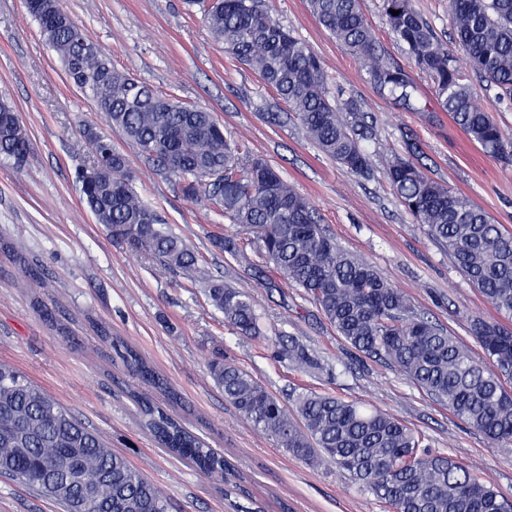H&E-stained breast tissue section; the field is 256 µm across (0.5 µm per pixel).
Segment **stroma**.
Returning <instances> with one entry per match:
<instances>
[{
	"mask_svg": "<svg viewBox=\"0 0 512 512\" xmlns=\"http://www.w3.org/2000/svg\"><path fill=\"white\" fill-rule=\"evenodd\" d=\"M115 67L163 95L213 112L251 154L275 166L316 209L336 243L369 262L418 312L428 314L475 356L483 351L468 318L495 319L496 310L457 271L448 253L400 204L387 179L404 134L418 142L423 172L483 208L512 231V165L485 154L448 113L403 109L380 93L360 62L316 20L308 0H265L280 22L321 58L333 96L356 98L378 128L366 146L373 174L355 176L291 124L268 121L277 100L257 74L216 44L198 7L186 0H60ZM0 98L20 114L30 151L23 164L0 158V237L28 263L41 266L37 291L67 325L52 330L17 288L24 267L0 254V364L26 375L123 454L172 505L171 512H386L325 460L310 466L271 436L256 431L224 399L208 364L237 363L272 394L312 390L389 412L417 431L431 450H443L512 498V446L489 447L482 435L405 380L393 368L348 345L302 289L275 279L255 286L261 263L248 235L206 200L186 199L177 179L156 170L112 130L89 93L67 80L24 0H0ZM107 136L124 154L138 193L199 255L202 279L192 281L158 258L112 238L96 224L75 180L88 154L75 143L85 130ZM245 243V259L211 240ZM252 298L266 339L240 336L211 303L210 280ZM103 324L121 337L179 392L169 402L132 377L98 336ZM293 336L316 360L295 368L276 356L272 335ZM145 393L224 455L246 478L225 498L224 483L161 448L135 420L131 392ZM0 512H62L55 501L0 476Z\"/></svg>",
	"mask_w": 512,
	"mask_h": 512,
	"instance_id": "1",
	"label": "stroma"
}]
</instances>
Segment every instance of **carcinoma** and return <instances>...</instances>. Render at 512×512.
Returning a JSON list of instances; mask_svg holds the SVG:
<instances>
[{
    "instance_id": "obj_1",
    "label": "carcinoma",
    "mask_w": 512,
    "mask_h": 512,
    "mask_svg": "<svg viewBox=\"0 0 512 512\" xmlns=\"http://www.w3.org/2000/svg\"><path fill=\"white\" fill-rule=\"evenodd\" d=\"M215 41L253 70L286 107L272 122H291L342 167L371 171L362 141L377 130L361 103L331 97L329 79L307 43L287 30L261 0L202 2ZM326 29L362 64L370 82L404 107L418 106L408 69L379 47L360 0H309ZM394 39L414 69L434 84V98L472 142L512 163V141L490 111L474 105V89L456 66L454 49L470 71L512 102V0H448L452 38L445 42L412 0H381ZM398 14H392V11ZM45 41L68 80L90 92L108 125L154 167L179 179L188 198L205 197L244 230H259L258 248L286 282L316 303L336 333L359 352L397 370L432 400L493 446L512 445V329L470 318L483 356L417 314L410 300L361 257L328 236L311 202L261 158L242 156L213 113L158 94L117 70L84 28L58 22L45 10ZM29 136L18 111L0 101V156L22 160ZM387 177L401 205L453 260L464 278L503 317L512 318V233L467 198L428 178L413 162L417 143L406 137ZM89 150L77 172L80 192L97 223L112 237L159 257L190 279L201 273L194 251L165 226L138 194L126 158L105 136L76 142ZM208 295L224 320L245 337L265 333L249 295L212 283ZM117 359L135 376L177 401L179 394L149 363L97 327ZM278 354L301 368L315 360L293 337L278 336ZM209 374L230 403L257 430L310 465L330 460L393 512H512L487 479L453 456L423 446L396 417L359 402L317 393H291L287 405L249 372L217 358ZM139 425L162 447L208 476L230 482L231 464L148 396L133 394ZM0 474L56 501L63 512H170L167 498L103 438L14 368L0 364Z\"/></svg>"
}]
</instances>
